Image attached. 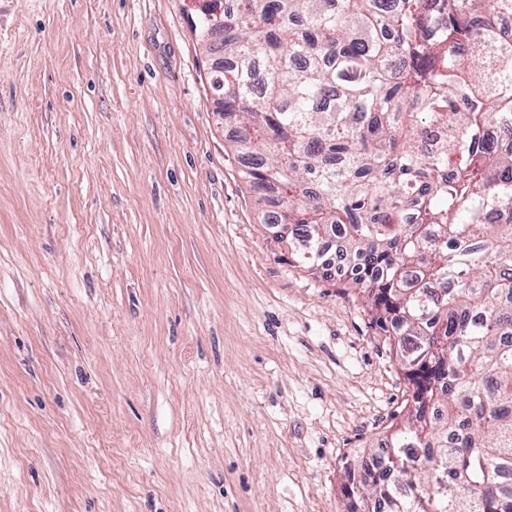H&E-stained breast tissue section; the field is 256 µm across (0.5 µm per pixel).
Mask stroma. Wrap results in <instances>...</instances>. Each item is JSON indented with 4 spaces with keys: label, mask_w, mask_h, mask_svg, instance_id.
Wrapping results in <instances>:
<instances>
[{
    "label": "stroma",
    "mask_w": 512,
    "mask_h": 512,
    "mask_svg": "<svg viewBox=\"0 0 512 512\" xmlns=\"http://www.w3.org/2000/svg\"><path fill=\"white\" fill-rule=\"evenodd\" d=\"M189 0H0V512H348L410 387L289 263Z\"/></svg>",
    "instance_id": "stroma-1"
}]
</instances>
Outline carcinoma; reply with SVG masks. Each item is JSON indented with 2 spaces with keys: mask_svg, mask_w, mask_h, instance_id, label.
<instances>
[{
  "mask_svg": "<svg viewBox=\"0 0 512 512\" xmlns=\"http://www.w3.org/2000/svg\"><path fill=\"white\" fill-rule=\"evenodd\" d=\"M207 75L263 223L304 268L339 240L411 385L385 447L343 465L364 512H512V49L470 21L512 0H240ZM212 5L191 27L204 48ZM392 57L409 66L389 68ZM448 129L427 147L426 129Z\"/></svg>",
  "mask_w": 512,
  "mask_h": 512,
  "instance_id": "1",
  "label": "carcinoma"
}]
</instances>
